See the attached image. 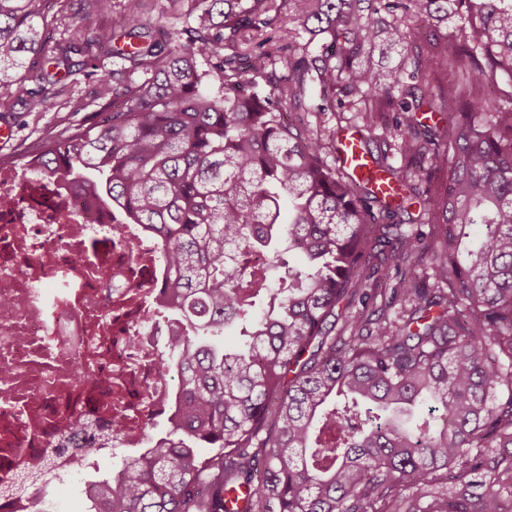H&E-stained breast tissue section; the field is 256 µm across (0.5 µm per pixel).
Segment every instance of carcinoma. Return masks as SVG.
I'll use <instances>...</instances> for the list:
<instances>
[{"instance_id": "1", "label": "carcinoma", "mask_w": 512, "mask_h": 512, "mask_svg": "<svg viewBox=\"0 0 512 512\" xmlns=\"http://www.w3.org/2000/svg\"><path fill=\"white\" fill-rule=\"evenodd\" d=\"M41 2L0 0V112L67 94L75 55L104 103L18 156L147 228L176 314L171 428L89 512H512V0H188L180 31L81 45L40 30ZM378 45L402 50L384 72L359 63ZM334 106L397 113L444 184L423 199L378 156L382 196L284 115ZM415 203L432 244L393 223Z\"/></svg>"}]
</instances>
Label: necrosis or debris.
<instances>
[{"mask_svg": "<svg viewBox=\"0 0 512 512\" xmlns=\"http://www.w3.org/2000/svg\"><path fill=\"white\" fill-rule=\"evenodd\" d=\"M157 251L143 225L36 172L0 169V512H43L49 489L91 500L107 447H153L147 424L176 394L160 373L170 328L156 317ZM78 368L87 379L76 389ZM109 421L120 431L107 446ZM38 467L36 490L12 495Z\"/></svg>", "mask_w": 512, "mask_h": 512, "instance_id": "necrosis-or-debris-1", "label": "necrosis or debris"}]
</instances>
